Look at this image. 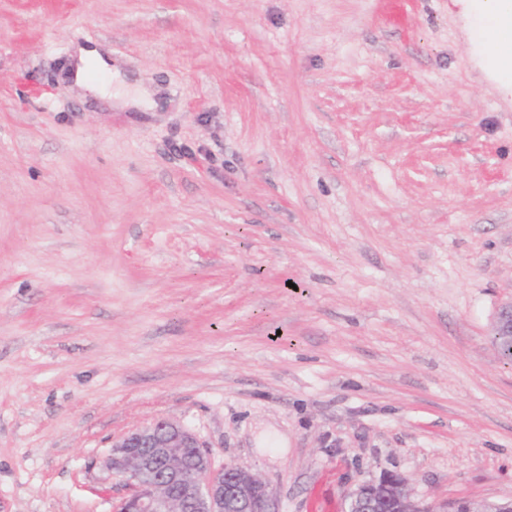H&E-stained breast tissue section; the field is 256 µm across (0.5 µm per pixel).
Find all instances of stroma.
Segmentation results:
<instances>
[{
	"label": "stroma",
	"mask_w": 512,
	"mask_h": 512,
	"mask_svg": "<svg viewBox=\"0 0 512 512\" xmlns=\"http://www.w3.org/2000/svg\"><path fill=\"white\" fill-rule=\"evenodd\" d=\"M448 0H0V512L180 421L281 512L512 500V96ZM161 90L71 87L75 46ZM153 93L144 87L137 86L133 95L116 94L115 100L123 107H134L141 110L153 108L156 104L152 98ZM489 336L507 339L512 345V301L498 310L491 324ZM379 501L374 508L385 512L392 505L394 512H512V502H476L472 500L446 501L421 505L413 502L406 491L405 479L394 473H384L378 480L358 484L352 493L347 512H370L372 502Z\"/></svg>",
	"instance_id": "1"
}]
</instances>
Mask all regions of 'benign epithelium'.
I'll use <instances>...</instances> for the list:
<instances>
[{"label":"benign epithelium","instance_id":"7a95c632","mask_svg":"<svg viewBox=\"0 0 512 512\" xmlns=\"http://www.w3.org/2000/svg\"><path fill=\"white\" fill-rule=\"evenodd\" d=\"M489 335L512 342V302L498 310ZM186 448L196 449L195 455L185 456ZM108 465L129 487L112 512H280L260 478L233 464L215 467L197 435L176 420L158 419L112 441ZM376 500L390 503L395 512H512L511 501L421 505L394 473L358 484L347 512H371Z\"/></svg>","mask_w":512,"mask_h":512}]
</instances>
